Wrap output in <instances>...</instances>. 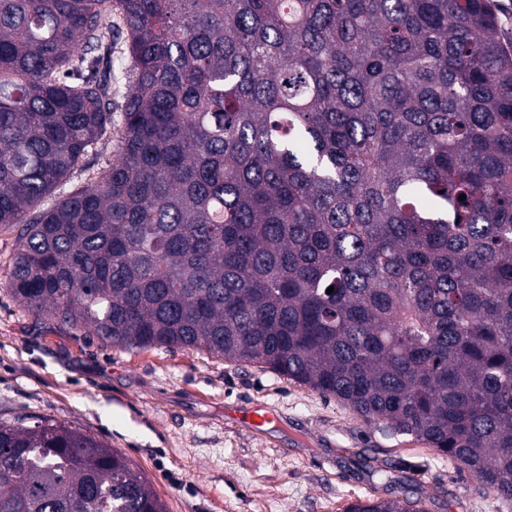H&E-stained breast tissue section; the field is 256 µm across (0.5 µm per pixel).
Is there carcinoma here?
Instances as JSON below:
<instances>
[{
    "label": "carcinoma",
    "instance_id": "carcinoma-1",
    "mask_svg": "<svg viewBox=\"0 0 512 512\" xmlns=\"http://www.w3.org/2000/svg\"><path fill=\"white\" fill-rule=\"evenodd\" d=\"M114 125L116 158L68 188ZM2 227L36 321L255 364L512 499L492 0H0ZM0 512L167 510L121 452L41 420L0 421Z\"/></svg>",
    "mask_w": 512,
    "mask_h": 512
}]
</instances>
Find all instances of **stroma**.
<instances>
[{
    "instance_id": "obj_1",
    "label": "stroma",
    "mask_w": 512,
    "mask_h": 512,
    "mask_svg": "<svg viewBox=\"0 0 512 512\" xmlns=\"http://www.w3.org/2000/svg\"><path fill=\"white\" fill-rule=\"evenodd\" d=\"M0 229V420L52 419L122 452L168 512H345L405 486L423 512H512L434 448L366 423L336 398L196 349L128 351L35 323ZM269 411L275 428L236 423Z\"/></svg>"
}]
</instances>
